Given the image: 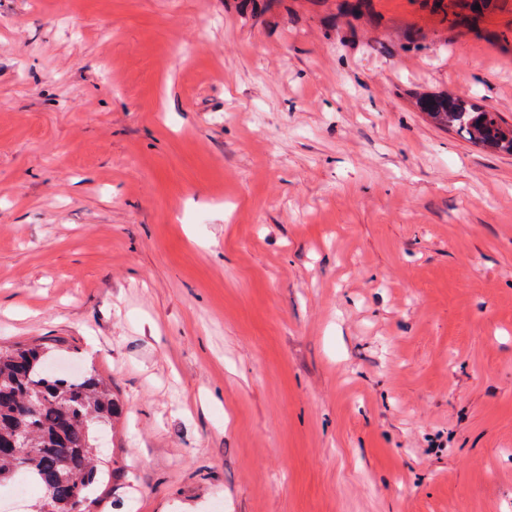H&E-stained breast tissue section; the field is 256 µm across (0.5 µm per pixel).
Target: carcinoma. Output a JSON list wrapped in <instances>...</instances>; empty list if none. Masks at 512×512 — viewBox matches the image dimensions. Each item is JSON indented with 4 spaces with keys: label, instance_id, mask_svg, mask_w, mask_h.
I'll return each instance as SVG.
<instances>
[{
    "label": "carcinoma",
    "instance_id": "cac0c4a2",
    "mask_svg": "<svg viewBox=\"0 0 512 512\" xmlns=\"http://www.w3.org/2000/svg\"><path fill=\"white\" fill-rule=\"evenodd\" d=\"M421 109L438 124L466 133L469 141L512 154V126L495 112L452 95L425 98ZM65 340L0 345V488L31 481L41 496L36 512L77 498L91 512L94 489L113 472L100 454L105 431L122 413L111 388L91 371L53 374L49 365ZM34 451L13 469L20 438Z\"/></svg>",
    "mask_w": 512,
    "mask_h": 512
}]
</instances>
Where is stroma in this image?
I'll list each match as a JSON object with an SVG mask.
<instances>
[{
    "label": "stroma",
    "instance_id": "35a3bbf8",
    "mask_svg": "<svg viewBox=\"0 0 512 512\" xmlns=\"http://www.w3.org/2000/svg\"><path fill=\"white\" fill-rule=\"evenodd\" d=\"M512 0H0V344L123 405L93 512H512ZM420 106L436 123L465 132L472 143L512 154V126L497 113L448 94L425 98Z\"/></svg>",
    "mask_w": 512,
    "mask_h": 512
}]
</instances>
